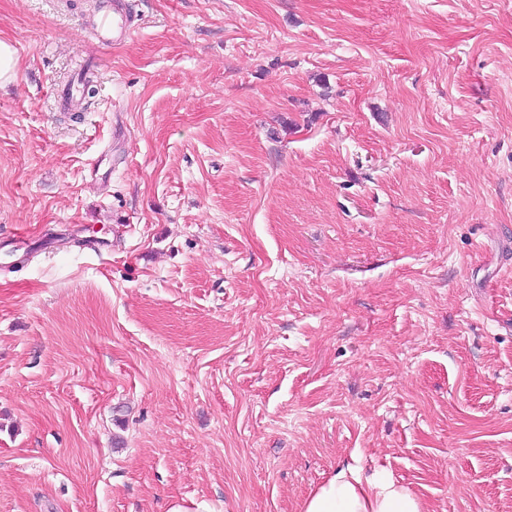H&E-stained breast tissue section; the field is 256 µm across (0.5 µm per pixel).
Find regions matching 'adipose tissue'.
I'll list each match as a JSON object with an SVG mask.
<instances>
[{
    "label": "adipose tissue",
    "instance_id": "adipose-tissue-1",
    "mask_svg": "<svg viewBox=\"0 0 512 512\" xmlns=\"http://www.w3.org/2000/svg\"><path fill=\"white\" fill-rule=\"evenodd\" d=\"M304 512H424L422 501L386 472L341 467L308 497Z\"/></svg>",
    "mask_w": 512,
    "mask_h": 512
}]
</instances>
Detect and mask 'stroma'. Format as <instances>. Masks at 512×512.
<instances>
[{
	"label": "stroma",
	"mask_w": 512,
	"mask_h": 512,
	"mask_svg": "<svg viewBox=\"0 0 512 512\" xmlns=\"http://www.w3.org/2000/svg\"><path fill=\"white\" fill-rule=\"evenodd\" d=\"M112 2L0 0V512H512V0ZM123 0H114L112 8V18L106 17L101 24L102 41L109 40L112 35V41L122 35L130 33V12L123 8ZM17 77V51L13 45L0 40V86L13 83ZM304 512H424L422 501L405 484L386 472L368 476L356 464H346L308 497Z\"/></svg>",
	"instance_id": "obj_1"
}]
</instances>
